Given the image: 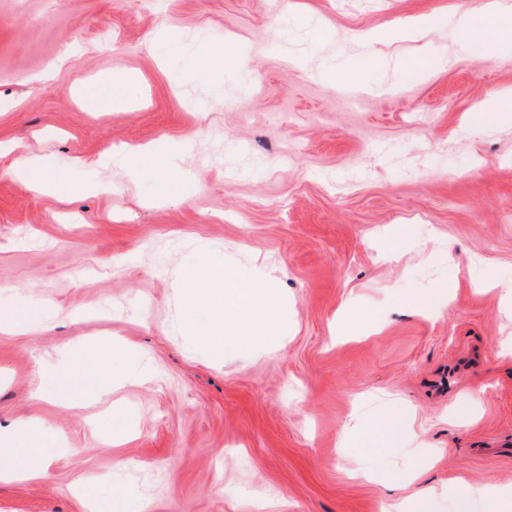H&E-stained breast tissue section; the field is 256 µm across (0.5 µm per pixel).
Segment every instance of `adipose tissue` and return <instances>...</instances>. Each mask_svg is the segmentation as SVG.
<instances>
[{"label":"adipose tissue","mask_w":512,"mask_h":512,"mask_svg":"<svg viewBox=\"0 0 512 512\" xmlns=\"http://www.w3.org/2000/svg\"><path fill=\"white\" fill-rule=\"evenodd\" d=\"M446 30L459 51H466L471 35H479L492 53L512 54V0H478L461 12L431 11L411 17L394 30L392 40L415 43L413 55L400 59V66H411L426 73L443 67V55L434 47L431 35ZM188 281L199 279L212 284L207 307L216 314L232 311L240 315L261 312L268 324H275L278 305L270 289L262 282H245L238 271L220 267L190 270ZM109 370L77 362L73 352H62L55 366L39 370L35 395L40 399H63L77 388L101 385ZM350 429L358 433L356 445L361 449L381 452L406 436L404 426L389 420L384 428L362 425L352 418ZM24 433H0V481L38 479L44 476V464L53 450L41 435L35 421L24 423Z\"/></svg>","instance_id":"1"}]
</instances>
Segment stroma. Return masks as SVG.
I'll return each mask as SVG.
<instances>
[{"mask_svg": "<svg viewBox=\"0 0 512 512\" xmlns=\"http://www.w3.org/2000/svg\"><path fill=\"white\" fill-rule=\"evenodd\" d=\"M271 2L0 0V311L44 315L0 332V427L32 418L55 450L42 479L0 482V512H82L86 485L149 512H417L410 463L434 451L428 512H483L441 491L451 478L512 488V305L477 285L512 281V112L472 122L512 92V56L476 38L425 77L394 63L412 44L371 61L352 37L467 0H292L282 17ZM106 79L102 111L82 92ZM161 139L182 145L163 169L146 154ZM123 149L145 153L136 176ZM34 157L80 193L15 178ZM200 262L267 282L277 328L256 314L250 347L197 344L204 291L182 275ZM435 289L440 317L413 305ZM65 347L118 349L110 396L34 397ZM392 404L416 441H345ZM477 112L473 118L476 126H489L497 122L503 112H512V97L499 96L485 100L481 105L474 108Z\"/></svg>", "mask_w": 512, "mask_h": 512, "instance_id": "1", "label": "stroma"}]
</instances>
